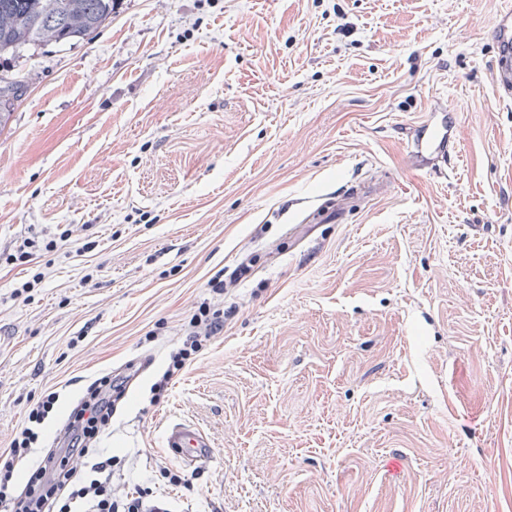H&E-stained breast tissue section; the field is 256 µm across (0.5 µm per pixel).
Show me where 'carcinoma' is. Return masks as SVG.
Returning <instances> with one entry per match:
<instances>
[{"label": "carcinoma", "mask_w": 512, "mask_h": 512, "mask_svg": "<svg viewBox=\"0 0 512 512\" xmlns=\"http://www.w3.org/2000/svg\"><path fill=\"white\" fill-rule=\"evenodd\" d=\"M118 0H0V57L32 45L64 46L90 39L116 13ZM26 93L21 79H0V131Z\"/></svg>", "instance_id": "cac0c4a2"}]
</instances>
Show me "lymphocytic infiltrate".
<instances>
[{"instance_id": "lymphocytic-infiltrate-1", "label": "lymphocytic infiltrate", "mask_w": 512, "mask_h": 512, "mask_svg": "<svg viewBox=\"0 0 512 512\" xmlns=\"http://www.w3.org/2000/svg\"><path fill=\"white\" fill-rule=\"evenodd\" d=\"M224 329V315L199 307L186 325L187 339L164 372L161 382L169 384L204 341ZM56 403L48 393L30 409L24 426L9 448L0 450V500L10 494V482L39 440L41 425ZM112 419V377L103 375L86 390L79 406L70 414L58 451L49 453L28 473L24 497L14 503V512H145L143 496L114 497L111 460L93 461L89 442ZM91 459V475L78 479L74 459Z\"/></svg>"}]
</instances>
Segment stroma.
Wrapping results in <instances>:
<instances>
[{
    "label": "stroma",
    "mask_w": 512,
    "mask_h": 512,
    "mask_svg": "<svg viewBox=\"0 0 512 512\" xmlns=\"http://www.w3.org/2000/svg\"><path fill=\"white\" fill-rule=\"evenodd\" d=\"M501 2L121 0L91 41L0 59L28 80L0 131V448L57 392L37 463L90 383L142 361L92 442L114 495L512 512ZM434 102L444 176L407 148ZM28 238L57 246L9 262ZM204 302L223 331L155 396ZM178 422L209 463L164 447Z\"/></svg>",
    "instance_id": "1"
}]
</instances>
